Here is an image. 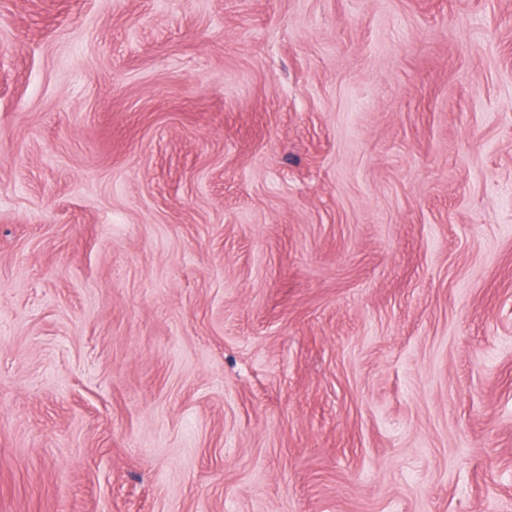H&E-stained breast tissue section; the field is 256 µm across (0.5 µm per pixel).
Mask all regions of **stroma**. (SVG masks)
<instances>
[{
	"label": "stroma",
	"mask_w": 512,
	"mask_h": 512,
	"mask_svg": "<svg viewBox=\"0 0 512 512\" xmlns=\"http://www.w3.org/2000/svg\"><path fill=\"white\" fill-rule=\"evenodd\" d=\"M0 512H512V0H0Z\"/></svg>",
	"instance_id": "stroma-1"
}]
</instances>
